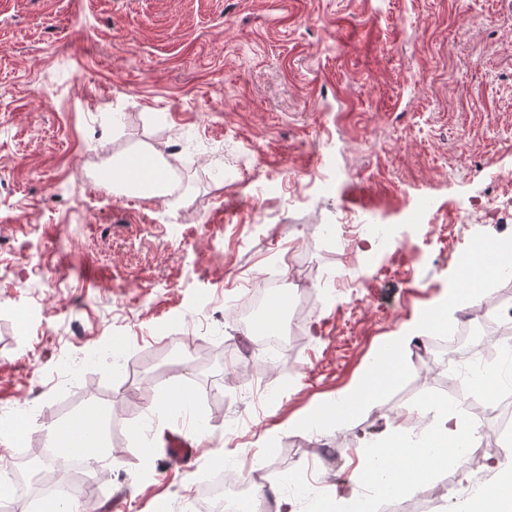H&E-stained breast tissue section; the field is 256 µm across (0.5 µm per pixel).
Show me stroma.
<instances>
[{"instance_id":"1","label":"stroma","mask_w":512,"mask_h":512,"mask_svg":"<svg viewBox=\"0 0 512 512\" xmlns=\"http://www.w3.org/2000/svg\"><path fill=\"white\" fill-rule=\"evenodd\" d=\"M53 85L46 104L34 83ZM183 141L168 196L112 190L117 160L152 158ZM323 173L299 202H253L283 172ZM512 6L506 0H0V421L26 410L29 438L0 434L6 460L30 452L92 403L112 421L116 461L77 512H182L209 476L243 481L271 466L265 492L286 512H320L354 481L356 452L390 430L418 433L444 375L416 369L350 422L321 419L378 350L448 297L452 256L500 238L473 199L512 198ZM69 189L71 200L55 198ZM432 204L437 227L412 214ZM396 225V256L377 265L338 254L325 224ZM37 250L66 288L51 289L22 259ZM289 255L309 282L288 299L300 320L287 357L226 359L253 331L224 309L227 284ZM344 269L353 285L336 288ZM68 366H60V358ZM170 397L171 411L152 403ZM197 434L196 467L171 466L179 426ZM316 418L317 432L297 424ZM494 462L445 487L491 481L511 462L494 420ZM230 447V458H218Z\"/></svg>"}]
</instances>
